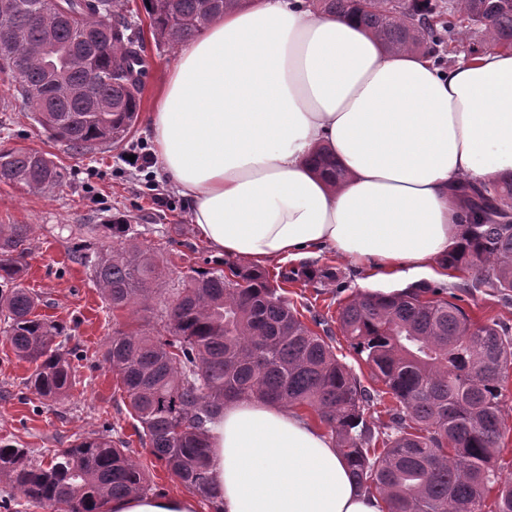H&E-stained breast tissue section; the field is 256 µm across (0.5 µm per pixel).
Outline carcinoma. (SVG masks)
Instances as JSON below:
<instances>
[{"label":"carcinoma","mask_w":512,"mask_h":512,"mask_svg":"<svg viewBox=\"0 0 512 512\" xmlns=\"http://www.w3.org/2000/svg\"><path fill=\"white\" fill-rule=\"evenodd\" d=\"M240 0H149L144 10L159 45L196 36ZM319 15L352 14L385 47L423 50L436 65L462 47L512 51V0H306ZM122 0H0V71L18 80L17 97L45 135L88 153L123 142L140 110L148 76L140 32L119 17ZM311 163L333 184L345 178L322 149ZM64 172L39 152L0 149V183L48 191ZM466 224L442 265L474 269L476 283L512 292V177L455 189ZM116 244L84 253L109 310L151 308L165 266L107 225ZM29 224H0V319L14 356L34 365L28 378L46 401L64 398L76 374L63 349L69 328L37 313L21 286ZM281 280L291 277L283 274ZM279 280V281H281ZM278 280L226 261L192 268L171 289L165 334L112 333L104 361L115 374L141 441L192 494L216 498L207 424L224 404L245 398L312 408L330 429L354 482L382 512H512V482L495 467L503 432L502 391L512 368V336L492 320L478 324L424 284L357 292L338 313L343 336L386 386L388 421L365 418L376 399L341 362L326 337L302 320ZM0 480L26 500L58 512H103L114 497L149 491L142 465L90 433L68 448L36 456L0 445Z\"/></svg>","instance_id":"obj_1"}]
</instances>
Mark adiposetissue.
Returning <instances> with one entry per match:
<instances>
[{
  "label": "adipose tissue",
  "instance_id": "1",
  "mask_svg": "<svg viewBox=\"0 0 512 512\" xmlns=\"http://www.w3.org/2000/svg\"><path fill=\"white\" fill-rule=\"evenodd\" d=\"M155 160L200 239L257 264L333 250L401 276L461 232L451 189L512 173V53L445 70L351 16L248 0L184 43L150 117ZM346 172L331 184L318 148ZM221 512H380L329 434L291 407L226 403L209 426ZM109 512H195L186 496Z\"/></svg>",
  "mask_w": 512,
  "mask_h": 512
}]
</instances>
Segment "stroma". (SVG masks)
Here are the masks:
<instances>
[{
  "label": "stroma",
  "mask_w": 512,
  "mask_h": 512,
  "mask_svg": "<svg viewBox=\"0 0 512 512\" xmlns=\"http://www.w3.org/2000/svg\"><path fill=\"white\" fill-rule=\"evenodd\" d=\"M124 3L122 14L140 27L149 64L140 112L127 143L78 153L66 143L49 140L13 99L11 77L0 73V148L45 153L65 172L63 184L50 194L0 184V224L34 225L22 284L39 297V313L68 326L71 337L65 349L76 368V384L65 399L42 400L26 385L32 365L16 359L0 333V445L11 444L40 454L69 447L92 432L107 434L144 465L153 494L183 496L186 488L156 462L149 447L140 444L135 421L103 353L112 332L126 324H136L154 335L161 332V298L169 295L190 268L205 267L207 262L218 261L219 255L196 236L188 205L157 167L141 174L124 161L129 146L153 149L149 117L176 60L175 49L156 44L147 29L141 0ZM148 180L154 183V190L145 189ZM158 192L163 194V201L155 200ZM116 221L129 224L131 235L168 264L165 277L157 283L160 299L153 302L151 310L136 307L112 314L94 287L89 269L79 261L80 254L105 244V226ZM304 266L334 267L338 280L319 283L300 278L286 283L290 302L304 316L316 314L327 319L338 358L369 389L378 388L379 383L349 347L337 322L341 303L356 292L422 282L442 284L461 298L474 320L493 318L512 328V299L503 298L496 289L476 286L472 270L446 272L432 264L394 281L370 277L331 251L303 260L272 261L266 269L274 276Z\"/></svg>",
  "instance_id": "1"
}]
</instances>
